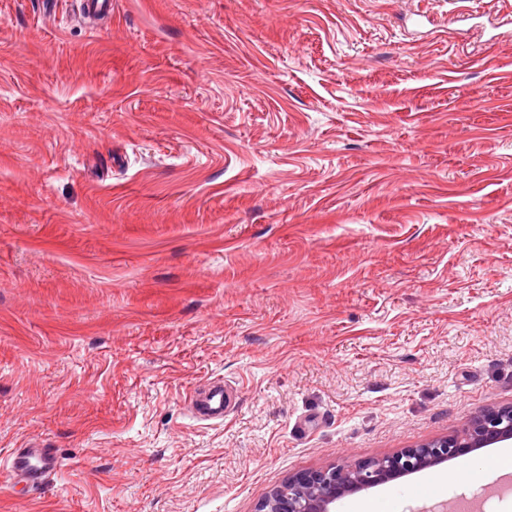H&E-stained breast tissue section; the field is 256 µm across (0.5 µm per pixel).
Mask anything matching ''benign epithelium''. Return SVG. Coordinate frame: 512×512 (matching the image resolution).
<instances>
[{
	"instance_id": "1",
	"label": "benign epithelium",
	"mask_w": 512,
	"mask_h": 512,
	"mask_svg": "<svg viewBox=\"0 0 512 512\" xmlns=\"http://www.w3.org/2000/svg\"><path fill=\"white\" fill-rule=\"evenodd\" d=\"M512 441V405L479 410L460 431L354 466L333 465L288 478L256 512H333L336 501L415 471Z\"/></svg>"
}]
</instances>
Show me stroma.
<instances>
[{
    "label": "stroma",
    "instance_id": "stroma-1",
    "mask_svg": "<svg viewBox=\"0 0 512 512\" xmlns=\"http://www.w3.org/2000/svg\"><path fill=\"white\" fill-rule=\"evenodd\" d=\"M78 5L0 0V512H255L512 404V0ZM454 469L336 512H512ZM227 401L224 382H213L204 392L192 391L188 403L195 415L203 421L224 420V408ZM45 443H30L16 454L10 467V484L25 481L32 487L45 482L58 466V460Z\"/></svg>",
    "mask_w": 512,
    "mask_h": 512
}]
</instances>
